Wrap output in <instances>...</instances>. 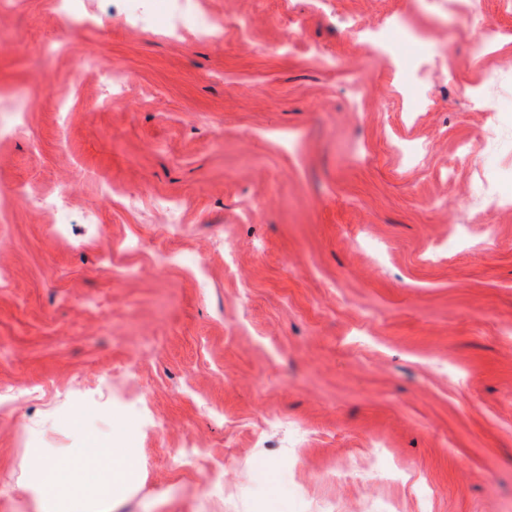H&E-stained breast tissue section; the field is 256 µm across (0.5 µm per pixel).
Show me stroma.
I'll use <instances>...</instances> for the list:
<instances>
[{
    "mask_svg": "<svg viewBox=\"0 0 512 512\" xmlns=\"http://www.w3.org/2000/svg\"><path fill=\"white\" fill-rule=\"evenodd\" d=\"M199 2L222 40L0 0V512L27 428L125 435L116 512H512V53L463 19L512 36V0Z\"/></svg>",
    "mask_w": 512,
    "mask_h": 512,
    "instance_id": "stroma-1",
    "label": "stroma"
}]
</instances>
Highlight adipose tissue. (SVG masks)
<instances>
[{
  "label": "adipose tissue",
  "instance_id": "ef3b65f1",
  "mask_svg": "<svg viewBox=\"0 0 512 512\" xmlns=\"http://www.w3.org/2000/svg\"><path fill=\"white\" fill-rule=\"evenodd\" d=\"M29 433V449L18 460L32 512H112L115 496L141 479L137 449L119 436L90 439L87 446L58 451Z\"/></svg>",
  "mask_w": 512,
  "mask_h": 512
}]
</instances>
